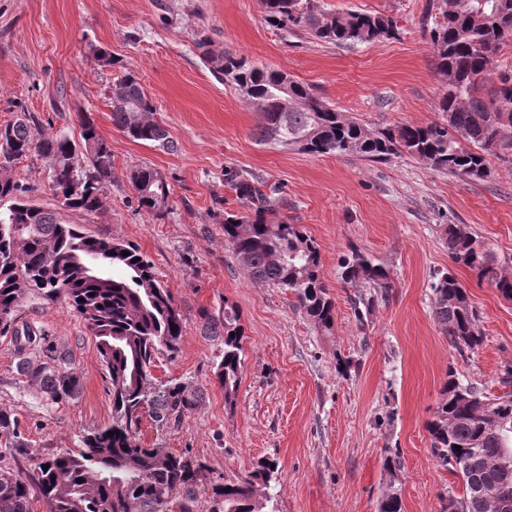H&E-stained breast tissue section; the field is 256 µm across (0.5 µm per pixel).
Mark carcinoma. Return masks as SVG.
I'll list each match as a JSON object with an SVG mask.
<instances>
[{
  "label": "carcinoma",
  "mask_w": 512,
  "mask_h": 512,
  "mask_svg": "<svg viewBox=\"0 0 512 512\" xmlns=\"http://www.w3.org/2000/svg\"><path fill=\"white\" fill-rule=\"evenodd\" d=\"M260 3L271 23L326 43L368 44L397 35L394 20L382 14L327 10L316 0ZM423 21L430 25L437 69L446 77L437 106L441 120L427 125L368 130L282 70L255 66L244 56H216L204 39L197 46L213 73L259 112L254 136L262 144L370 161L408 155L455 176L483 179L485 154L512 153V76L500 75L494 90L482 96L498 48L512 41V0H427ZM284 81L289 87L286 108L275 97ZM115 89L113 125L134 141L174 150L139 78L127 74L115 81ZM79 124L78 141L62 129L43 127L33 113L0 128L12 153L6 161L14 165L32 154L41 158L57 202V209L46 210L32 204L19 183H0V226L13 230L0 236V314L11 318L0 321V334L11 333L19 342L17 372L28 387L55 404L75 399L80 378L68 352L26 324L16 327L27 294L67 300L96 340L109 378L112 422L83 434L80 452L53 453L24 468L21 460L28 458V449L18 420L0 411V436L9 440L7 455L0 454V512H35V501L46 512H172L174 505L193 512L206 466L188 453L144 446L138 438L143 415L160 427L175 426L200 404L199 393L189 385L176 379L161 382L152 373L156 354L177 352L183 318L154 266L135 246L90 236L61 216L62 210H100V192L112 181L109 142L88 114L80 116ZM130 182L139 208L162 212L170 185L159 171L139 166L131 171ZM230 182L249 214L224 219V245L251 283L293 292L316 327L330 328L335 304L319 275L318 244L299 225L277 217L280 197L275 191L266 193L258 181L239 175ZM446 233L451 261L512 301V271L499 264L490 248L455 224ZM341 268L347 283L390 288L387 271L358 249ZM432 291L434 321L450 344L460 353L481 347L484 336L467 289L448 272ZM202 327L224 345L215 376L229 404L241 379L244 329L239 313L229 305L222 317L206 312ZM500 383L506 391L491 398L448 371L443 398L427 425L432 455L464 485L463 495L448 496V512H497L494 494L512 498V484L503 483L497 469L504 448L495 427L504 423L512 428V369L504 371ZM273 464L262 460L241 479L211 484V512H264L274 498L268 492L277 472Z\"/></svg>",
  "instance_id": "obj_1"
}]
</instances>
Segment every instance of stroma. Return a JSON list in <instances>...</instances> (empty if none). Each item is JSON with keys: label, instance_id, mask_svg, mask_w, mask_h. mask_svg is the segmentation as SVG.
<instances>
[{"label": "stroma", "instance_id": "obj_1", "mask_svg": "<svg viewBox=\"0 0 512 512\" xmlns=\"http://www.w3.org/2000/svg\"><path fill=\"white\" fill-rule=\"evenodd\" d=\"M320 3L392 17L400 35L327 44L279 30L259 0H0V126L27 111L75 135L88 113L111 145L102 209L68 220L89 235L134 244L153 264L185 324L177 354H160L153 374L203 395L179 425L143 419V445L190 453L215 483L276 460V512H378L392 489L403 512H448L462 481L432 455L427 423L449 372L487 395L501 393L499 380L512 368V301L454 265L445 229L460 225L512 260V156L487 154V178L469 180L407 155L376 162L256 143L257 112L203 63L200 37L214 54L287 72L368 128L440 117L446 85L423 29L426 0ZM101 49L113 66L98 61ZM128 72L156 105L176 151L132 141L113 126L109 89ZM140 165L170 185L163 214L138 206L130 173ZM229 170L279 188L289 223L318 244L320 276L335 303L330 328L314 327L292 293L251 284L225 248V217L244 212L224 180ZM10 176L37 204L52 205L40 159L16 163ZM355 248L388 271L387 291L343 283L340 260ZM446 272L467 287L485 337L464 354L432 314V285ZM362 296L369 305L359 304ZM228 303L245 333L230 405L214 377L222 344L204 334L201 319ZM16 318L71 354L81 389L62 404L41 402L16 371L13 336L2 334L0 410L18 419L30 461L78 450L83 433L112 421L95 339L64 300L27 294Z\"/></svg>", "mask_w": 512, "mask_h": 512}]
</instances>
